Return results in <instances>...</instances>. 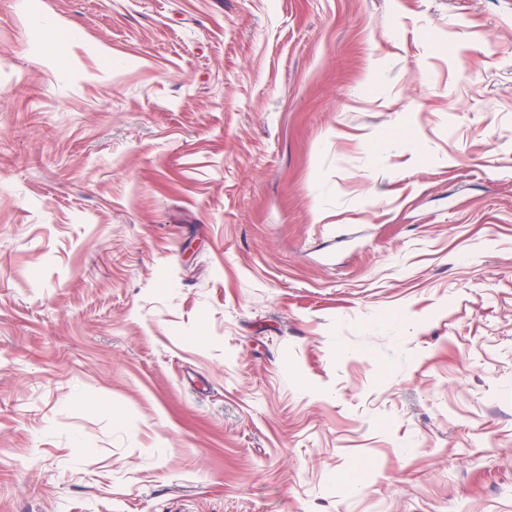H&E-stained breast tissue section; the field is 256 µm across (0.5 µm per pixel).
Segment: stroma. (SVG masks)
Here are the masks:
<instances>
[{
    "label": "stroma",
    "mask_w": 512,
    "mask_h": 512,
    "mask_svg": "<svg viewBox=\"0 0 512 512\" xmlns=\"http://www.w3.org/2000/svg\"><path fill=\"white\" fill-rule=\"evenodd\" d=\"M0 512H512V0H0Z\"/></svg>",
    "instance_id": "obj_1"
}]
</instances>
